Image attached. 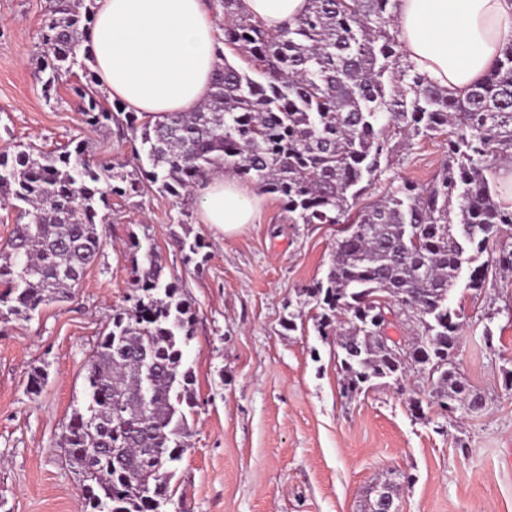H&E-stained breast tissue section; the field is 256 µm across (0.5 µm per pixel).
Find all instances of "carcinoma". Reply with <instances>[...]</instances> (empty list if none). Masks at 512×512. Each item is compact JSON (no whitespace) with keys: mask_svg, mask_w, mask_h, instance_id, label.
Returning <instances> with one entry per match:
<instances>
[{"mask_svg":"<svg viewBox=\"0 0 512 512\" xmlns=\"http://www.w3.org/2000/svg\"><path fill=\"white\" fill-rule=\"evenodd\" d=\"M209 2L223 39L208 99L193 112L150 115L107 101L88 66L96 0H54L35 55L44 96L82 72L74 87L82 122L113 124L139 143L138 165L127 171L93 160L82 140L0 153V201L18 212L0 247V319L28 317L71 294L103 247L99 225L112 197L154 187L181 200L221 168L275 196L294 224L344 225L326 279L307 296L319 335L336 334L344 318L345 335L361 348L360 357L339 360L351 391L447 359L463 326L448 290L465 268V287L482 288L479 258L512 230V206L498 200L493 181L497 159L512 154V46L479 84L454 96L407 59L394 30L397 0H309L305 14L275 33L245 13L242 0ZM226 48L245 54V66L230 62ZM445 133L446 160L429 187L391 183L380 199L361 203L383 172L392 135ZM454 224L468 236L444 231ZM162 272L151 251L135 266L133 304L116 311L99 338L85 376L89 403L65 427L85 512H162L174 492L184 408L195 399L183 362L194 312ZM380 290L413 335L404 359L360 327L361 305ZM143 358L155 368L146 406L137 399ZM432 387L441 402L483 400L456 366ZM96 448L122 449L123 463L99 456L86 465Z\"/></svg>","mask_w":512,"mask_h":512,"instance_id":"obj_1","label":"carcinoma"}]
</instances>
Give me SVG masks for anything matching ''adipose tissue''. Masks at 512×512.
<instances>
[{
	"label": "adipose tissue",
	"mask_w": 512,
	"mask_h": 512,
	"mask_svg": "<svg viewBox=\"0 0 512 512\" xmlns=\"http://www.w3.org/2000/svg\"><path fill=\"white\" fill-rule=\"evenodd\" d=\"M308 0H243L277 30ZM402 47L416 69L456 95L482 80L512 45V0H398ZM222 31L206 0H97L92 51L101 82L129 109L191 112L211 91ZM203 223L230 237L254 223L264 200L232 173L214 172L200 190Z\"/></svg>",
	"instance_id": "1"
}]
</instances>
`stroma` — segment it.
<instances>
[{"mask_svg":"<svg viewBox=\"0 0 512 512\" xmlns=\"http://www.w3.org/2000/svg\"><path fill=\"white\" fill-rule=\"evenodd\" d=\"M49 5L0 0V153L81 139L96 157L134 168L129 143L82 123L69 83L44 97L32 57ZM444 159L442 139L400 141L385 175L425 187ZM200 211L197 196L113 199L103 248L71 298L0 319V512H83L80 476L60 443L86 404L98 338L128 304L132 236L155 249L195 311L184 363L196 405L166 512H363L388 478L401 512H512V389L502 375L512 369V272L490 271L478 294L457 283L449 299L465 323L459 370L484 410L445 413L419 377L374 381L349 397L336 339L318 335L303 293L328 272L336 225L291 223L270 195L253 224L226 238ZM183 240L203 241L202 255L187 257ZM35 369L44 376L36 392Z\"/></svg>","mask_w":512,"mask_h":512,"instance_id":"obj_1","label":"stroma"}]
</instances>
